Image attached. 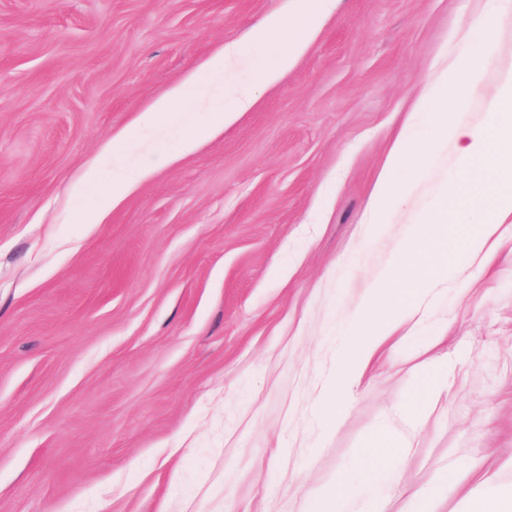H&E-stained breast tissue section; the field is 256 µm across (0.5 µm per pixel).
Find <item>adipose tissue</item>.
<instances>
[{"label": "adipose tissue", "instance_id": "1", "mask_svg": "<svg viewBox=\"0 0 512 512\" xmlns=\"http://www.w3.org/2000/svg\"><path fill=\"white\" fill-rule=\"evenodd\" d=\"M296 19L293 23L277 15L268 17L251 33V41L257 45L277 44L275 58L269 63L254 66L249 74L238 79L232 87H225L224 74L239 58L241 47L228 43L220 47L205 63L209 83L215 93L209 101L212 120L201 127L186 128L182 131L181 150L190 152L202 141L223 131L225 124L233 121L236 113L247 111L256 99V90L261 86L274 85L288 70L295 59L303 53L320 28L323 19L335 5V0H296ZM196 74H189L185 83L173 86L164 96L157 99L137 122L119 132V139H135L142 126L153 125L165 128L172 124L179 112L189 106L185 94L186 83L195 82ZM150 176L144 169L122 170L102 193L95 221L104 217L127 195ZM388 297L383 289H372L360 305L359 328L353 339L345 346L338 365L339 383L350 385L360 380L370 358L392 333L395 322L384 313Z\"/></svg>", "mask_w": 512, "mask_h": 512}]
</instances>
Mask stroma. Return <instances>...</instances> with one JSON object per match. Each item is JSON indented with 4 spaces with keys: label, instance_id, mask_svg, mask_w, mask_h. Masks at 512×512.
<instances>
[{
    "label": "stroma",
    "instance_id": "1",
    "mask_svg": "<svg viewBox=\"0 0 512 512\" xmlns=\"http://www.w3.org/2000/svg\"><path fill=\"white\" fill-rule=\"evenodd\" d=\"M310 47L194 152L176 126L125 145L151 170L91 215L113 137L221 45L295 0H0V512H469L512 491V221L466 240L491 196L452 141L384 224L368 204L422 88L468 47L486 0H335ZM461 124L512 67V8ZM100 161V180L83 183ZM451 184L448 222L414 218ZM447 247L427 296L402 278L389 336L325 431L354 312L400 246ZM406 436L403 458L380 433Z\"/></svg>",
    "mask_w": 512,
    "mask_h": 512
}]
</instances>
